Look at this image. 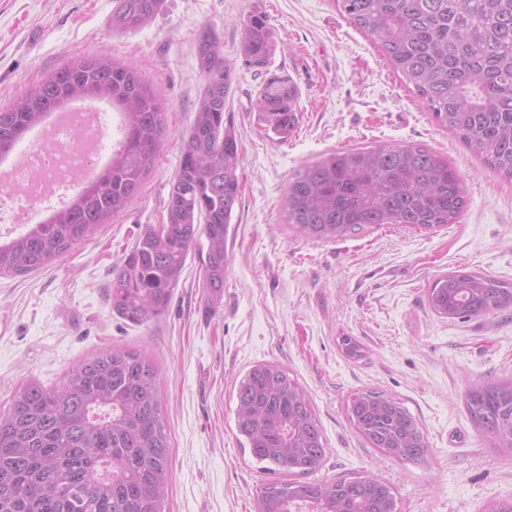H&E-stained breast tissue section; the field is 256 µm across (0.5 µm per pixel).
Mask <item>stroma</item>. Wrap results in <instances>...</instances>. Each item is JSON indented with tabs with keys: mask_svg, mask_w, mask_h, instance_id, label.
I'll use <instances>...</instances> for the list:
<instances>
[{
	"mask_svg": "<svg viewBox=\"0 0 512 512\" xmlns=\"http://www.w3.org/2000/svg\"><path fill=\"white\" fill-rule=\"evenodd\" d=\"M257 5L275 31L267 73L299 90L298 123L284 142L258 121L266 73L239 54ZM113 6L0 0V107L86 54L139 65L169 106L160 158L125 211L48 267L0 276V413L26 380L53 387L100 349H139L159 367L165 393L167 512H257L271 475L236 430V392L253 365L270 362L299 384L319 421L326 456L311 481L376 477L396 512H485L512 499V459L488 447L464 405L469 383L512 377V311L450 321L427 303L434 282L458 269L512 284V181L432 121L334 0H165L151 23L124 33L112 30ZM205 25L235 67L226 115L242 160L224 295L207 311L206 252L195 249L164 315L131 327L113 315L107 284L140 229L163 220L203 86L194 40ZM381 143L447 156L466 199L455 223L378 226L336 241L287 223L282 199L297 170L328 151ZM347 336L361 357L345 355ZM366 389L396 397L416 418L424 462L389 459L357 431L346 405Z\"/></svg>",
	"mask_w": 512,
	"mask_h": 512,
	"instance_id": "obj_1",
	"label": "stroma"
}]
</instances>
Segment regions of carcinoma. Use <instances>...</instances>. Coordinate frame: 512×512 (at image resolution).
<instances>
[{"label": "carcinoma", "instance_id": "carcinoma-1", "mask_svg": "<svg viewBox=\"0 0 512 512\" xmlns=\"http://www.w3.org/2000/svg\"><path fill=\"white\" fill-rule=\"evenodd\" d=\"M417 94L435 123L456 134L494 174L512 179V0H334ZM164 0H115L111 25L148 24ZM275 33L254 9L240 55L267 68ZM204 86L184 139L162 231L147 224L113 270L112 314L144 326L167 310L190 252L204 239L206 307H219L228 261L227 235L240 196L241 156L225 118L234 69L211 26L196 37ZM299 92L271 75L257 108L262 127L286 141L298 122ZM107 100L122 118V138L108 164L67 204L0 241V275L23 276L50 265L124 211L155 166L168 106L141 69L87 54L46 74L0 107V162L53 109ZM466 205L448 158L419 144L322 154L288 182V222L307 237L336 240L382 225L434 228L455 222ZM429 308L449 320L512 310V286L464 270L440 277ZM465 407L477 431L512 455V377L472 385ZM160 371L133 348L101 349L74 366L62 384L21 383L0 413V512H165L169 440ZM354 425L386 457L420 462L428 445L396 397L376 389L349 404ZM236 429L252 456L296 476L266 485L258 512H396L395 496L371 477L330 483L302 480L326 446L302 389L280 366L250 368L237 390Z\"/></svg>", "mask_w": 512, "mask_h": 512}]
</instances>
